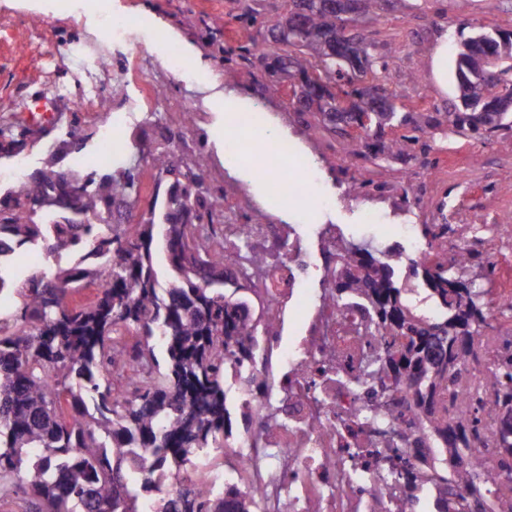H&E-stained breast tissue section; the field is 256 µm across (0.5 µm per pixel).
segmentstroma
Listing matches in <instances>:
<instances>
[{
	"instance_id": "obj_1",
	"label": "stroma",
	"mask_w": 512,
	"mask_h": 512,
	"mask_svg": "<svg viewBox=\"0 0 512 512\" xmlns=\"http://www.w3.org/2000/svg\"><path fill=\"white\" fill-rule=\"evenodd\" d=\"M103 5L105 14H134L166 34V41L146 49L145 55L157 69L164 72L172 45L191 48L194 56L209 66L201 84L186 83L164 72V101L142 102L144 124L128 121L117 108L106 112L118 135L137 137L144 154H156L165 146L151 133V116L188 104L202 116L194 134L205 145V172L213 174L224 166V103H231L240 113L263 106L273 113L279 127L297 135L318 160L319 174L333 205L315 213L316 223L339 225L344 237L356 243L386 233L391 224L447 225V237H421L428 254L468 248L474 256L463 271L468 282L491 293L499 288L512 289V240L498 239L491 248L485 243L499 225H512V130L487 139L468 133L439 135L425 156L412 145L404 157H354L344 150L340 136L306 129L302 117L289 107L286 95H258L255 81L260 71H225L213 43L234 46L254 35L253 30L235 21L234 0H103ZM463 23L510 27L512 0H406L405 6L397 9L381 6L376 26L393 47L390 89L408 100L429 104L441 105L452 98L454 90L448 76L459 42L458 27ZM443 27L448 30L444 46L437 39ZM99 29L100 21L94 15L72 17L60 10L38 11L30 0H0V103L37 99L44 88L38 73L43 66L51 70L53 84L66 93L58 107L60 123L33 130L24 152L25 174L67 169L71 149L63 140L68 125H77L79 137L94 144L95 127L81 117L88 88L77 77L91 69L95 55L105 48ZM22 36L29 40L24 53L16 49ZM142 56L132 48L112 53L113 61L123 66L132 94L143 79L139 67ZM429 168L438 179L422 199H408L400 193L379 197L360 188L367 180L398 185L406 175L417 176ZM367 207L385 213L386 224L363 223L362 211Z\"/></svg>"
}]
</instances>
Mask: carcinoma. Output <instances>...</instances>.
<instances>
[{"instance_id": "1", "label": "carcinoma", "mask_w": 512, "mask_h": 512, "mask_svg": "<svg viewBox=\"0 0 512 512\" xmlns=\"http://www.w3.org/2000/svg\"><path fill=\"white\" fill-rule=\"evenodd\" d=\"M236 19L260 30L235 51H224V67L240 59L261 66L262 91L282 92L281 74L305 83L308 94L347 99L359 112L384 95L380 123L361 140L336 125V113L315 112L317 125L341 136L354 156L399 155L407 144L428 147L424 138L442 122L415 106L397 102L387 86L390 49L370 27H354L346 9L327 7L301 13L306 0H283L272 21L257 0H239ZM495 47L482 76L457 86L454 99L432 112L444 113L451 130L478 137L512 129V113L483 112L486 98L512 99V29L482 26ZM403 134L388 139L385 129ZM27 131L0 128V151L19 154ZM126 158L109 172L91 163L77 171L46 169L0 196V255L6 242L45 255L80 254L79 263L57 266L53 276L29 277L17 290L20 306L0 318V501H15L20 512H257L244 496L227 498L208 484L195 458L211 449L224 452L233 433L229 395L233 380L248 374L255 359L249 297L224 282V268L206 258L189 260L198 248L194 232L219 197L203 190L204 153L186 165L170 152L153 165L165 175L148 210L132 219L128 209L140 197L142 151L128 142ZM69 208L94 218L109 207L126 210L112 223L42 222L49 208ZM162 241L176 278L161 287L154 245ZM347 266L336 275V296H362L385 336L377 373L407 385L417 413L438 442L437 462L452 480L470 487L479 475L467 464L476 417L456 416L442 392L468 387L466 366L485 353L473 337L486 327L485 292L455 272L469 256L448 263L438 253L409 269L421 277L439 312L430 322L405 303L396 279L401 253L360 248L345 238ZM97 260L84 267L87 258ZM101 283L96 299L73 306L67 296ZM128 376L122 394L112 378ZM499 415V465L512 470V342L500 352L486 384ZM170 477L181 478L158 506L142 499L161 492Z\"/></svg>"}]
</instances>
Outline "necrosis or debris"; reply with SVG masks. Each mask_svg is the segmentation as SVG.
<instances>
[{"instance_id": "4bbe7bcc", "label": "necrosis or debris", "mask_w": 512, "mask_h": 512, "mask_svg": "<svg viewBox=\"0 0 512 512\" xmlns=\"http://www.w3.org/2000/svg\"><path fill=\"white\" fill-rule=\"evenodd\" d=\"M135 30L146 45L165 39L136 16L102 18L104 42H125ZM197 119L184 108L159 131L186 164L196 156L186 133ZM96 132V154L71 153L70 169L93 160L108 166L126 151L107 122ZM250 132L276 164L262 170L241 162L239 143ZM224 138V167L239 177L222 208L212 211L203 242L225 274L247 286L260 313L252 320L255 380H239L235 388L239 426L231 461L213 482L258 500L262 512H430L441 474L420 465L425 430L404 387L369 375L384 346L370 310L360 296L336 295L340 233L313 221L314 207L327 203L315 160L258 107L231 119ZM290 158L297 167L280 169L279 160ZM259 180L266 187L258 197L248 185ZM257 213L262 223H251ZM496 365L492 357L483 361L472 397L459 406L481 418L469 463L487 488L512 482L492 463L498 424L484 386Z\"/></svg>"}]
</instances>
